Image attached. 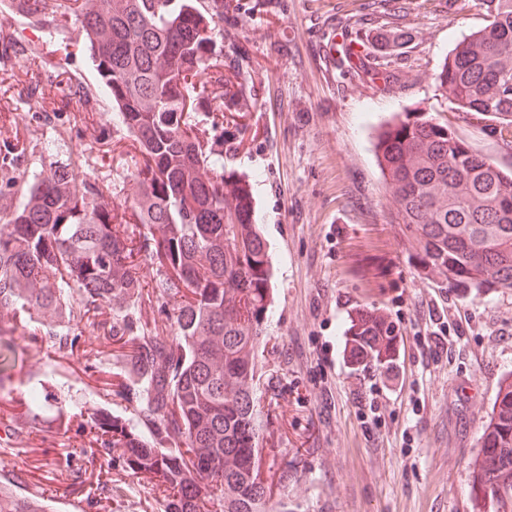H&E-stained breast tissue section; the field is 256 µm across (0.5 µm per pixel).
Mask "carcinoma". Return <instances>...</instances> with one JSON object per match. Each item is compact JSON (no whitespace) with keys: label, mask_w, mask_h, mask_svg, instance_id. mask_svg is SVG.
<instances>
[{"label":"carcinoma","mask_w":512,"mask_h":512,"mask_svg":"<svg viewBox=\"0 0 512 512\" xmlns=\"http://www.w3.org/2000/svg\"><path fill=\"white\" fill-rule=\"evenodd\" d=\"M488 24L459 42L435 74L459 109L493 120L512 144V0H483ZM240 9L217 0H56L80 24L98 82L117 105L114 122L140 145L133 196L139 223L156 229L153 293L170 306L172 332L133 331L144 296L127 238L112 225L104 192L78 180L59 155L29 164L26 194L0 206V314L13 325L71 319L78 300L112 338L122 385L141 396L137 431L114 419L100 446L127 449L124 464L162 479L160 512H290L261 474L264 421L258 357L271 306L269 245L249 185L224 175L246 126L233 120L216 142L194 128L208 92L188 80L207 67L224 85V111L247 104L240 72L214 52L213 18ZM376 148L392 208L425 265L462 288H512V176L432 117H395ZM16 352L0 343V384ZM471 495L489 512H512V374L482 436ZM0 512L46 506L0 492Z\"/></svg>","instance_id":"cac0c4a2"}]
</instances>
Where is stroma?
Segmentation results:
<instances>
[{
	"instance_id": "35a3bbf8",
	"label": "stroma",
	"mask_w": 512,
	"mask_h": 512,
	"mask_svg": "<svg viewBox=\"0 0 512 512\" xmlns=\"http://www.w3.org/2000/svg\"><path fill=\"white\" fill-rule=\"evenodd\" d=\"M242 2L216 33L218 47L234 50L248 97L245 137L224 169L251 184L271 246L262 364L277 384L262 394V469L287 470L296 512H476L480 436L512 373V289L465 291L427 273L418 247L389 221L375 144L392 115H430L512 173V148L434 80L488 17L479 0H396L397 17L360 24L347 18L352 0ZM346 46L361 58L345 57ZM0 113L11 118L0 162L29 160L56 141L79 178L111 198L113 224L153 281L156 231L125 203L140 153L112 121L78 25L0 17ZM364 313L395 327L403 390L385 394L379 363L353 359L349 338ZM445 315L467 323L434 365L416 337ZM57 329L70 338L66 348L41 333L7 336L17 362L0 388V421L28 432L12 451V481L52 512H68L71 498L79 512H152L153 479L124 470L122 448L100 456L88 417L138 419L134 392L113 383L112 342L79 309ZM34 385L45 396L37 417L26 399ZM63 408L72 418L59 429Z\"/></svg>"
}]
</instances>
